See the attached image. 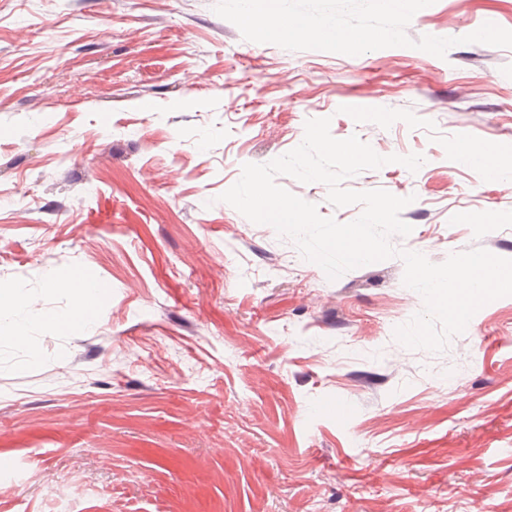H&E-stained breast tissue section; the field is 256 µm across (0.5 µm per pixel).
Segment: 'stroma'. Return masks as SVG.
I'll return each instance as SVG.
<instances>
[{"instance_id":"1","label":"stroma","mask_w":512,"mask_h":512,"mask_svg":"<svg viewBox=\"0 0 512 512\" xmlns=\"http://www.w3.org/2000/svg\"><path fill=\"white\" fill-rule=\"evenodd\" d=\"M217 0H0V512H512V296L433 354L393 257L329 280L220 196L310 118L379 155L345 180L409 198L399 249L512 259V49L359 56L245 40ZM512 30V0H435L410 39ZM279 186L347 223L328 188ZM98 319L71 335V275ZM454 152L459 159H461V156L467 155L472 163L471 165L495 172L498 176L511 172V154L504 153L501 147H484L461 142L454 147ZM499 159L502 161V165L499 164Z\"/></svg>"}]
</instances>
